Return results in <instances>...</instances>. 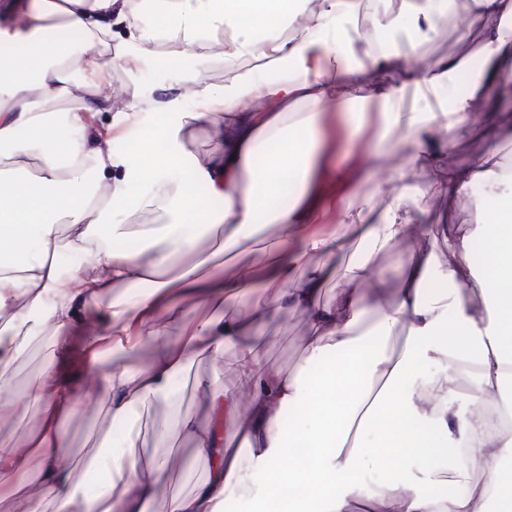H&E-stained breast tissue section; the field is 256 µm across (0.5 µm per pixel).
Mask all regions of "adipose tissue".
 <instances>
[{
  "label": "adipose tissue",
  "instance_id": "adipose-tissue-1",
  "mask_svg": "<svg viewBox=\"0 0 512 512\" xmlns=\"http://www.w3.org/2000/svg\"><path fill=\"white\" fill-rule=\"evenodd\" d=\"M470 23L487 34L485 63L512 61V0H473ZM361 0H163L165 36L190 55L183 80L194 88L192 122L207 127L212 149L195 162L205 187L171 178L183 163V125L145 127L142 108L182 111L183 93L157 94L137 88L125 110L113 112L107 57L131 67L152 57L153 38L142 28L141 0H0V392H19V405H0V422L35 413L40 431L26 446L0 434V506L22 512H223L228 496L250 500L252 512H270L284 486L304 496L283 502L282 512H512V401L493 412L463 415L451 404V372L458 363L476 367L475 399L501 395L512 385V170L491 157L468 169L448 170L446 134L476 111L482 81L457 96L451 88L456 62L435 61L404 71L394 87L376 76L397 64L394 55H368L352 62L350 21ZM260 17L247 24L244 14ZM448 13V0H407L400 16L376 18L379 32L424 39ZM248 62L244 72L222 83L204 75L213 49ZM66 105L56 114L58 105ZM375 105L379 129L402 132L416 144L411 164L433 168L439 195L464 200L474 182H484L507 202L499 216L472 231L445 217L422 234L421 247L402 263L394 299L375 310L362 304L359 284L374 279L372 259L390 251L416 229L407 203L410 187L389 188L383 209L360 199L346 213L358 239L357 256L344 272L334 257L340 243L307 234L327 189L349 183L346 167L329 153L325 111L336 108L356 146L365 122L364 106ZM109 112L110 129L93 128ZM137 129L146 145L161 150L146 168L135 170L113 153L112 131ZM84 136L70 140L72 130ZM264 162H257V155ZM294 179V197L271 207L268 197L283 177ZM223 204L213 210L211 201ZM128 212L155 207L175 212V224L142 228L148 240L137 251L116 249L130 225L113 220L115 203ZM279 229L281 247L257 275H229V268L268 225ZM219 237L224 260L205 270L201 242ZM484 238L494 258L475 267L474 238ZM71 252L82 261L60 268L57 257ZM316 255L306 263L307 255ZM343 286L330 301L321 293L335 275ZM261 280L271 306H256L250 319L234 309L254 280ZM440 289L428 293L430 281ZM147 284L142 293L130 286ZM123 290L120 303L103 315L104 297ZM205 309L179 343L167 341L168 323L183 302ZM303 311L310 333L303 363L290 372H271L257 361L250 339L265 323L268 308ZM50 333L51 360L17 389L14 364L43 333ZM403 337L402 352L393 341ZM81 338L90 366L107 391L106 413L125 427V446L134 449L140 426L136 409L174 402V383L204 354L214 357L235 345L231 386H208L210 420L180 417L208 463L205 480L188 492L159 497L168 460L129 457L110 465L103 484L91 482L98 460L77 462L60 430L84 397L79 376L67 368L73 338ZM151 347L139 369L96 361L105 345ZM331 361L320 376L310 366ZM423 361L443 372L423 376ZM315 405L304 421L285 419L288 409ZM406 417L441 432L463 451L454 466L456 489L443 493L440 481L403 472L394 492L360 480L388 465L393 439L379 430L387 419ZM306 442L309 460L289 464L288 450ZM494 469L493 478L476 473ZM280 500V499H279Z\"/></svg>",
  "mask_w": 512,
  "mask_h": 512
}]
</instances>
